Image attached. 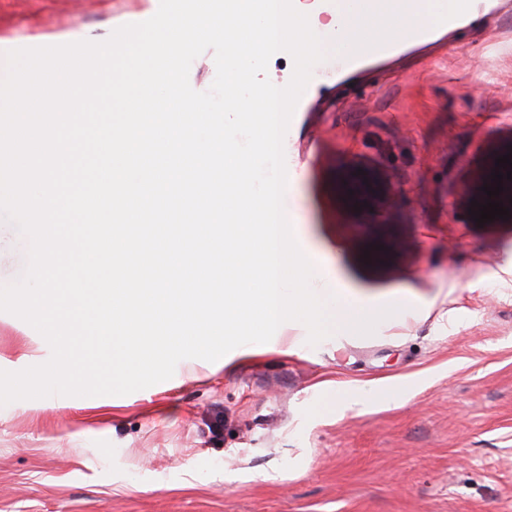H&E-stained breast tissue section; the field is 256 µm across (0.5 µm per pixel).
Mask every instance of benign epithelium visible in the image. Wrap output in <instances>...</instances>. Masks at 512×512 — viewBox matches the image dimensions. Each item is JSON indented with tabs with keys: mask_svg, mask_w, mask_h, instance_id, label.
Wrapping results in <instances>:
<instances>
[{
	"mask_svg": "<svg viewBox=\"0 0 512 512\" xmlns=\"http://www.w3.org/2000/svg\"><path fill=\"white\" fill-rule=\"evenodd\" d=\"M507 154L512 155V139L492 149L488 164L473 179L461 199L464 209H471L473 200L484 205L489 198L503 203V207L512 210V179H502L504 191L497 196L490 198L481 191V187L492 180L493 172L498 170L505 174L512 169L509 166L496 167L495 159ZM359 169L363 170L364 174H357ZM337 181L341 188L343 202L351 209L361 208L364 214L384 212L394 194V184L383 169L358 159H348L341 163L337 172Z\"/></svg>",
	"mask_w": 512,
	"mask_h": 512,
	"instance_id": "obj_1",
	"label": "benign epithelium"
}]
</instances>
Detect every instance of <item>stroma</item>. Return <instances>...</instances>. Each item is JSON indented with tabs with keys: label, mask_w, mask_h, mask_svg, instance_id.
I'll return each instance as SVG.
<instances>
[{
	"label": "stroma",
	"mask_w": 512,
	"mask_h": 512,
	"mask_svg": "<svg viewBox=\"0 0 512 512\" xmlns=\"http://www.w3.org/2000/svg\"><path fill=\"white\" fill-rule=\"evenodd\" d=\"M153 0H0L4 48L109 37ZM512 138V0L439 40L311 80L284 149L300 242L361 307L407 313L317 345H276L167 388L0 407V512H512V224L460 204ZM355 155L396 187L378 223L349 209ZM384 246L377 268L364 253ZM28 241L0 221V284ZM371 383L407 402L341 410Z\"/></svg>",
	"instance_id": "stroma-1"
}]
</instances>
